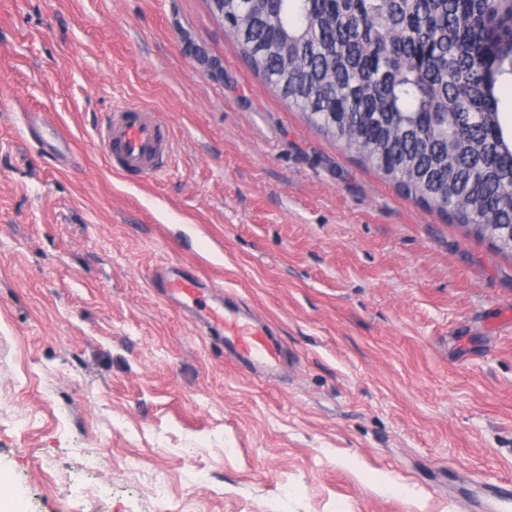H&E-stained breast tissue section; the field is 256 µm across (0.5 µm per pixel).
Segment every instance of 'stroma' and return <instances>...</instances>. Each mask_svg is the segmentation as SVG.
<instances>
[{
  "label": "stroma",
  "mask_w": 512,
  "mask_h": 512,
  "mask_svg": "<svg viewBox=\"0 0 512 512\" xmlns=\"http://www.w3.org/2000/svg\"><path fill=\"white\" fill-rule=\"evenodd\" d=\"M128 104L170 127L157 178L105 162ZM167 263L251 303L292 377L206 345ZM1 469L25 512H484L512 260L290 107L206 0H0Z\"/></svg>",
  "instance_id": "obj_1"
}]
</instances>
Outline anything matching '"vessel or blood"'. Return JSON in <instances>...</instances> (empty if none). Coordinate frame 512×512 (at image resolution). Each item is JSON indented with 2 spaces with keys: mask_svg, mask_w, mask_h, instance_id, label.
<instances>
[{
  "mask_svg": "<svg viewBox=\"0 0 512 512\" xmlns=\"http://www.w3.org/2000/svg\"><path fill=\"white\" fill-rule=\"evenodd\" d=\"M111 167L124 175L150 179L161 174L168 153V127L149 109L126 105L111 112L98 131ZM151 286L189 315L195 326L251 378L276 376L283 366L280 339L249 306L223 289L207 284L181 264L154 270ZM487 512H500L512 501V483L484 487Z\"/></svg>",
  "mask_w": 512,
  "mask_h": 512,
  "instance_id": "b4317fda",
  "label": "vessel or blood"
}]
</instances>
